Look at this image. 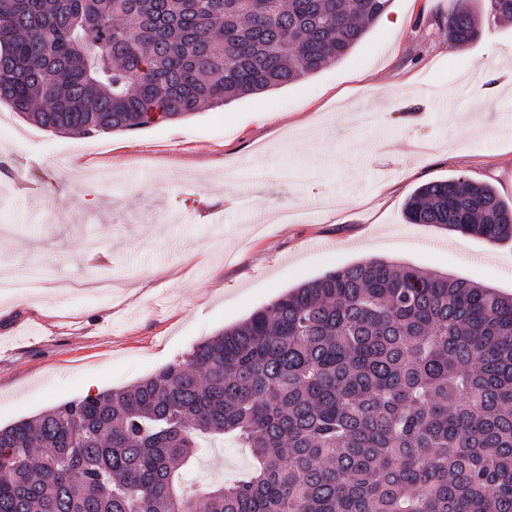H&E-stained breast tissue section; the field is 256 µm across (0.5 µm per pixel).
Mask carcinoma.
<instances>
[{
    "instance_id": "obj_1",
    "label": "carcinoma",
    "mask_w": 512,
    "mask_h": 512,
    "mask_svg": "<svg viewBox=\"0 0 512 512\" xmlns=\"http://www.w3.org/2000/svg\"><path fill=\"white\" fill-rule=\"evenodd\" d=\"M512 19V0H489ZM392 0H0V104L93 136L177 121L350 54ZM448 41L480 35L448 0ZM411 224L512 242L457 176ZM244 476L179 486L204 441ZM0 512H512V296L385 260L329 271L129 386L0 427Z\"/></svg>"
}]
</instances>
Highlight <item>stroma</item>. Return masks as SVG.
<instances>
[{
    "label": "stroma",
    "mask_w": 512,
    "mask_h": 512,
    "mask_svg": "<svg viewBox=\"0 0 512 512\" xmlns=\"http://www.w3.org/2000/svg\"><path fill=\"white\" fill-rule=\"evenodd\" d=\"M447 14L393 0L318 73L134 132H52L1 104L0 267L45 286L0 294V425L128 386L339 267L388 259L512 294V243L404 216L414 188L457 176L512 199V21L452 47ZM97 167L112 181L88 182ZM278 207L305 217L270 223ZM251 462L219 444L182 477L205 488Z\"/></svg>",
    "instance_id": "obj_1"
}]
</instances>
